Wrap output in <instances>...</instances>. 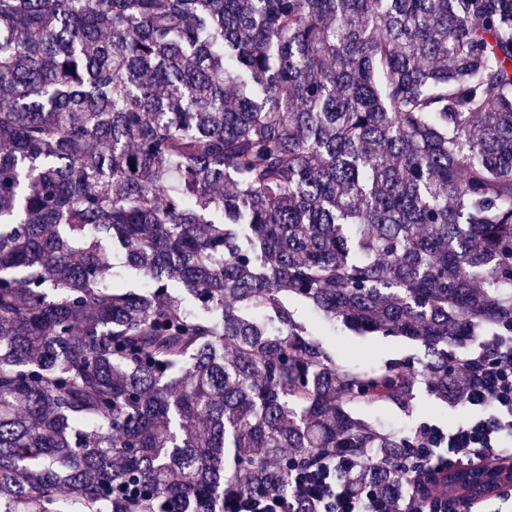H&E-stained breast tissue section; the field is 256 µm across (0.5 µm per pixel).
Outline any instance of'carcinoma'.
Masks as SVG:
<instances>
[{
  "label": "carcinoma",
  "mask_w": 512,
  "mask_h": 512,
  "mask_svg": "<svg viewBox=\"0 0 512 512\" xmlns=\"http://www.w3.org/2000/svg\"><path fill=\"white\" fill-rule=\"evenodd\" d=\"M137 281L119 280L112 249ZM418 361L338 363L282 298ZM512 336V0H0V512H227L412 437Z\"/></svg>",
  "instance_id": "carcinoma-1"
}]
</instances>
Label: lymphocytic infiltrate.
Here are the masks:
<instances>
[{
    "label": "lymphocytic infiltrate",
    "instance_id": "obj_1",
    "mask_svg": "<svg viewBox=\"0 0 512 512\" xmlns=\"http://www.w3.org/2000/svg\"><path fill=\"white\" fill-rule=\"evenodd\" d=\"M473 356L484 365L464 369L459 396L471 416L446 431L428 424L418 427L412 454L398 463V471L413 485L409 495L396 497L358 483L368 459L327 457L296 474L298 499L311 503L315 512H461L439 491L434 472L477 459L512 460V337H497Z\"/></svg>",
    "mask_w": 512,
    "mask_h": 512
}]
</instances>
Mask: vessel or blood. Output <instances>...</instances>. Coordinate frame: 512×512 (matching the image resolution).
Segmentation results:
<instances>
[{
  "label": "vessel or blood",
  "instance_id": "b4317fda",
  "mask_svg": "<svg viewBox=\"0 0 512 512\" xmlns=\"http://www.w3.org/2000/svg\"><path fill=\"white\" fill-rule=\"evenodd\" d=\"M448 493L468 500L472 512L499 494L512 491V462L474 463L447 470Z\"/></svg>",
  "mask_w": 512,
  "mask_h": 512
}]
</instances>
